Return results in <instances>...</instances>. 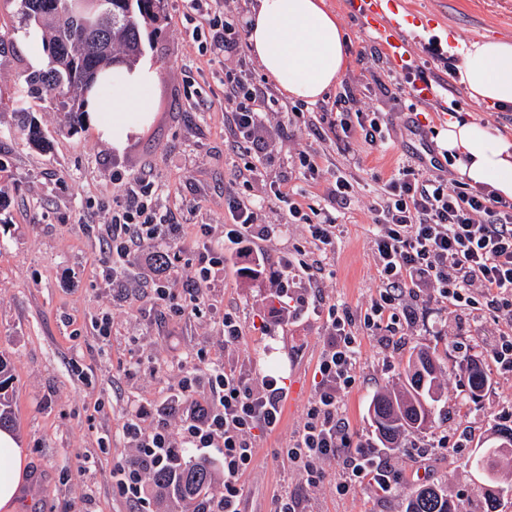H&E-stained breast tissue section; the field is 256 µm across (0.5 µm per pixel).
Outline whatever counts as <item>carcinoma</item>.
Instances as JSON below:
<instances>
[{"label": "carcinoma", "instance_id": "cac0c4a2", "mask_svg": "<svg viewBox=\"0 0 512 512\" xmlns=\"http://www.w3.org/2000/svg\"><path fill=\"white\" fill-rule=\"evenodd\" d=\"M164 0H104L97 11H107L105 26L112 27V41L83 22L80 0H17V15L29 25L47 29L45 46L47 67L24 75L20 86L8 97V103L23 109L27 98L45 99L51 106L75 115L83 114V87L97 80L102 67L117 61L135 64L142 53L141 28L156 24L164 13ZM28 142L47 148L46 139L35 120H30ZM470 396H481L487 383L485 370L472 363L467 368ZM440 367L430 352L419 349L410 355L406 382L371 399L368 412L376 426L377 438L386 448H398L412 433L425 429L441 397ZM502 442L494 448L478 451L471 467L489 486L509 479L501 460L512 455V429L498 430ZM152 482L165 499L181 508L197 507L217 491L218 483L210 467L203 462L178 465L152 475ZM405 512H456L453 500L432 485L412 488Z\"/></svg>", "mask_w": 512, "mask_h": 512}]
</instances>
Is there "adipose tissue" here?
Listing matches in <instances>:
<instances>
[{
  "mask_svg": "<svg viewBox=\"0 0 512 512\" xmlns=\"http://www.w3.org/2000/svg\"><path fill=\"white\" fill-rule=\"evenodd\" d=\"M249 49L265 76L294 100L322 99L347 66L345 32L325 0H257L247 16ZM457 74L470 98L512 107V41L484 35L460 43ZM86 110L103 141L121 149L152 112L149 95L158 79L152 63L111 71ZM441 142L459 176L512 199V135L495 132L466 113L450 116ZM27 456L11 431L0 430V512H17L27 479Z\"/></svg>",
  "mask_w": 512,
  "mask_h": 512,
  "instance_id": "ef3b65f1",
  "label": "adipose tissue"
}]
</instances>
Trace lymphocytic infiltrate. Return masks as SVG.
Returning <instances> with one entry per match:
<instances>
[{"label": "lymphocytic infiltrate", "mask_w": 512, "mask_h": 512, "mask_svg": "<svg viewBox=\"0 0 512 512\" xmlns=\"http://www.w3.org/2000/svg\"><path fill=\"white\" fill-rule=\"evenodd\" d=\"M213 0H182L189 21L208 26L213 53L238 54L242 31L234 16L215 13ZM224 101L226 124L232 148L250 155L265 112L270 109L267 86L253 81L242 70L225 67ZM387 198L374 217L373 252L380 289L366 309L361 326L370 336L395 334L410 327L412 308L406 295H427L454 308L485 305L493 318L512 323V200L486 187L451 184L412 166L399 168L387 184ZM160 186L152 170H142L128 180L124 192L113 197L104 224L103 243L109 261L98 267L99 279L120 282L131 256L142 252L153 270L152 278L140 283L152 295L164 315L186 318L202 315V298L218 273L224 270L225 251L254 253L258 266L268 263L256 244L274 237L279 225L259 221V209L245 195L225 197L232 217L224 227L223 241L213 240L209 225H199L202 246L192 260L194 277L182 293H175L171 273L182 259L179 244L183 226L174 212L155 203ZM275 202L285 204L289 216L302 224L314 254L300 262L281 257L278 313L308 307L305 296L292 293L294 269L309 281L322 271L321 259L336 245V226L320 208L305 210L294 189L275 186ZM328 347L317 371L315 394L307 420L283 453L305 484L320 482L321 463L342 458L344 480L340 491L369 481L378 492L398 490L391 468L367 447H351L341 411V395L355 383L358 353L352 319L344 309L329 307L326 317ZM176 388L167 390L156 405L151 425H143L139 411L128 413L122 430L139 453L117 461V486L140 501L143 480L152 471L174 465L183 454L206 458L222 456L224 479L201 512H243V475L253 466L257 439L272 433L282 415L286 397L283 377L266 375L253 382L249 374L197 354L182 366Z\"/></svg>", "instance_id": "obj_1"}]
</instances>
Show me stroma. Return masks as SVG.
Wrapping results in <instances>:
<instances>
[{"mask_svg": "<svg viewBox=\"0 0 512 512\" xmlns=\"http://www.w3.org/2000/svg\"><path fill=\"white\" fill-rule=\"evenodd\" d=\"M346 31L348 66L321 100L304 103L274 92L278 111L269 113L250 161L258 172L245 187L234 177L242 159L224 145V65L204 47L208 35L192 38L179 0H168L165 18L143 33L144 53L158 69L151 94V120L115 150L87 122L67 113L34 107L32 116L50 143L49 151L25 139L21 118L0 108V183L8 198L0 208V355L10 363L12 385L5 393L14 417L13 432L26 449L29 481L40 499L20 512H170L153 497L132 503L112 479L114 462L134 457L121 432L126 413H151L161 389L180 376L179 359L204 351L242 368L253 378L285 377L293 397L278 428L258 440L255 463L243 478L245 512H272L277 496L300 499L305 512H405L409 490L433 484L448 491L458 512H484L481 481L468 459L479 446L495 442L512 427V373L501 372L483 355L512 325L488 312L453 309L429 298L414 301L415 323L407 334L364 335L359 323L378 292L372 247L373 207L399 166L424 171L440 167L458 182L455 164L438 143L447 115L469 112L491 129L512 133V108L475 103L452 71L453 49L484 34L512 40V0H396L408 26L402 33L410 68H400L386 44L367 28L351 0H327ZM432 91L429 100L419 87ZM378 112L388 124L384 146L344 137L330 124L333 113L354 109ZM310 154L319 173L307 178L300 153ZM152 167L162 191L160 206L172 209L185 226V251H192L198 225L222 239L231 223L224 209L229 194L250 193L262 202L260 219L284 225L262 242L270 259L256 279L246 275L251 258L242 254L224 264V278L204 295L210 314L171 321L154 301L134 294L121 299L94 274L105 260L101 209L118 190L113 172L132 176ZM352 185L349 204L328 195L337 176ZM302 189L307 202L335 218L336 249L325 261L318 287L296 278V292L314 293L317 308L281 319L272 297L279 282L273 261L305 248L303 229L285 210L265 206L273 185ZM345 307L359 344L356 384L342 400V415L354 443L374 446L396 473L400 490L385 496L363 484L339 493L341 460L322 466L318 487L301 482L280 450L302 427L313 396V373L327 348L326 311ZM236 311L243 337L225 348L214 315ZM264 316L270 335L254 331ZM111 336L99 335L102 317ZM425 347L442 368L445 400L435 423L410 435L407 447L378 446L368 415L370 400L404 377L412 350ZM484 361L488 385L470 400L466 366ZM448 445L433 447L436 434Z\"/></svg>", "mask_w": 512, "mask_h": 512, "instance_id": "35a3bbf8", "label": "stroma"}]
</instances>
